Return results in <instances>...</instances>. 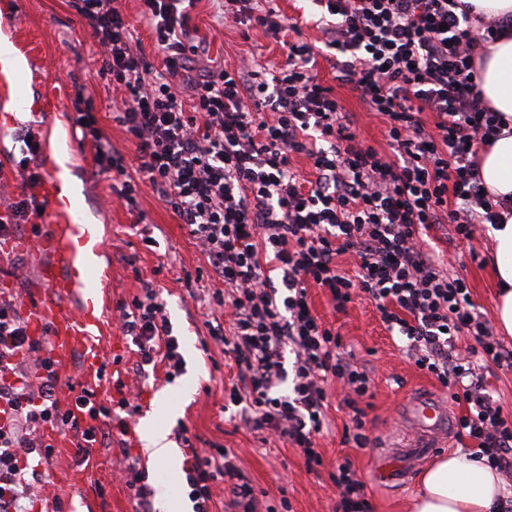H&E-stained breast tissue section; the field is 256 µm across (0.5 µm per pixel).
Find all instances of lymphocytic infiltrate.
Returning a JSON list of instances; mask_svg holds the SVG:
<instances>
[{
	"label": "lymphocytic infiltrate",
	"instance_id": "1",
	"mask_svg": "<svg viewBox=\"0 0 512 512\" xmlns=\"http://www.w3.org/2000/svg\"><path fill=\"white\" fill-rule=\"evenodd\" d=\"M123 0H70L122 91L118 123L136 145L135 169L98 125L92 98L76 95L71 121L91 140L96 166L115 179L120 202L137 203L149 183L184 224L204 257L213 313L211 338L223 345L233 378L224 407L262 442L300 452L308 471L323 457L317 440L329 425L331 389L348 411L341 442H371L364 402L371 371L345 352L340 334L312 311L310 288L325 291L336 312L363 296L415 365L449 391L464 414L459 436L474 455L512 478V414L486 390L481 368L512 373V350L471 298L464 276L426 243L432 229L471 240L496 224L507 201L482 193L478 159L502 130L483 99L475 50L512 36V17L473 24L466 0H314L320 44L294 42L285 64L216 65L190 24L197 0H141V16L163 58L155 69ZM224 21L249 38L253 26L286 30L272 0H224ZM336 53V84L357 92L384 125L387 151L360 140L333 87L314 71L317 46ZM431 113L433 124L423 115ZM305 156L316 179L304 183L292 159ZM33 201L0 193V239L31 216ZM354 258L356 274L338 259ZM120 325L139 345L137 372L158 359L179 362L178 343L153 282L120 306ZM35 364L27 373L26 364ZM60 376L45 341L30 336L13 299L0 296V504L27 512L42 466L53 454L43 428L70 430L92 447L113 418L92 390L61 409ZM193 512H210L211 488L223 482L229 512L262 508L251 480L224 448H196L185 471ZM334 512H373L350 458L336 463Z\"/></svg>",
	"mask_w": 512,
	"mask_h": 512
}]
</instances>
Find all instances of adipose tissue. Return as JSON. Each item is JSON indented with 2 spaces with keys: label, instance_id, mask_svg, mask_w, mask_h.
Returning a JSON list of instances; mask_svg holds the SVG:
<instances>
[{
  "label": "adipose tissue",
  "instance_id": "adipose-tissue-1",
  "mask_svg": "<svg viewBox=\"0 0 512 512\" xmlns=\"http://www.w3.org/2000/svg\"><path fill=\"white\" fill-rule=\"evenodd\" d=\"M477 70L486 102L507 122L494 144L482 152L479 178L495 199L512 201V38L489 45ZM493 275L499 286L494 306L498 330L512 336V214L490 228ZM504 492L501 474L484 460L458 453L441 457L421 476L412 512H493Z\"/></svg>",
  "mask_w": 512,
  "mask_h": 512
}]
</instances>
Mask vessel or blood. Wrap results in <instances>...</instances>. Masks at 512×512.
Here are the masks:
<instances>
[{"label":"vessel or blood","mask_w":512,"mask_h":512,"mask_svg":"<svg viewBox=\"0 0 512 512\" xmlns=\"http://www.w3.org/2000/svg\"><path fill=\"white\" fill-rule=\"evenodd\" d=\"M93 227L75 222L47 225L36 246L44 259L38 267L37 304L29 319L34 336H47L50 354L61 377L70 374L74 356H81L80 379L93 386L101 381V339L111 327L93 317V310H107L112 295L107 287L109 271L98 268V247L93 244ZM99 271L98 281L77 276V269ZM76 300L68 308L67 300ZM403 411L409 426L420 438L409 447L382 446L372 467L378 483L402 484L414 470L421 451L444 447L453 431V415L447 401L437 394L416 392L406 396Z\"/></svg>","instance_id":"obj_1"}]
</instances>
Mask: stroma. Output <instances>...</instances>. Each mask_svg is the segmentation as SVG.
I'll return each instance as SVG.
<instances>
[{"mask_svg":"<svg viewBox=\"0 0 512 512\" xmlns=\"http://www.w3.org/2000/svg\"><path fill=\"white\" fill-rule=\"evenodd\" d=\"M191 24L208 39L209 59L236 64L253 57L270 69L287 59V48L267 39L261 31L252 30L250 39L245 40L236 28L224 24L218 0H199ZM1 40L14 47L25 66L19 70L0 66V182L9 193L36 196L44 201L46 211H55L57 204L47 199L43 182L59 172L56 150L66 148L77 190L73 205L87 223L97 225L100 264L111 274L108 286L113 306L102 318L112 323L113 330L101 339L111 385L101 390L97 399L102 403L120 401L124 387L137 394L130 432L124 441L126 456H117L99 444L84 453L72 446L56 448L43 466L31 512H47L48 503L55 500L63 503L65 512H137L126 485L125 466L130 461L145 472L146 482L155 492V507L167 502L174 512H192L183 469L192 448L212 445L235 452L256 490L265 492L268 504L279 505L285 498L292 512H332L336 488L330 475L337 459L350 457L358 473L368 478L383 439L395 445L415 443V436L402 428L399 404L411 388L435 390L438 382L402 353L369 300L357 299L347 313L340 314L318 288L310 291L316 312L338 329L357 360L367 362L372 370L373 396L368 410L371 445H342L346 412L333 410L331 429L318 440L324 465L319 473L312 474L296 449L283 443L263 445L257 434L225 421L224 384L231 373L224 365V348L205 326L210 317L208 306L193 302L185 283L186 272L204 264L199 249L175 215L157 203L149 186H142L139 192L137 211L110 199L108 179L99 173L90 145L82 142L80 130L69 119L74 87L83 85L94 99L95 115L105 135L124 153L129 166H136L131 137L112 118L120 96L101 76L103 58L88 29L68 0H0ZM336 95L345 111L354 114L361 138L384 148V128L366 112L357 93L337 88ZM25 127L33 129L41 144L37 162L43 182L34 186L24 183L18 174L23 154L17 133ZM148 235L155 238L154 246L145 245ZM429 238L431 246L447 255L465 275L478 311L492 318L495 285L488 263L492 249L488 234L450 243L435 230ZM475 253L480 256L476 262L471 259ZM18 257L24 260L20 270L14 267ZM38 262V255L30 249L0 241V294L13 296L20 305L34 304ZM143 278L156 283L180 345L182 370L171 380L161 364L135 373L137 347L116 326L117 304L131 303ZM148 417L166 432L175 450L171 462L156 464L144 455L141 426ZM419 487L420 479L415 476L409 483L392 488L369 482L367 493L374 512H409L410 500Z\"/></svg>","mask_w":512,"mask_h":512,"instance_id":"35a3bbf8","label":"stroma"}]
</instances>
